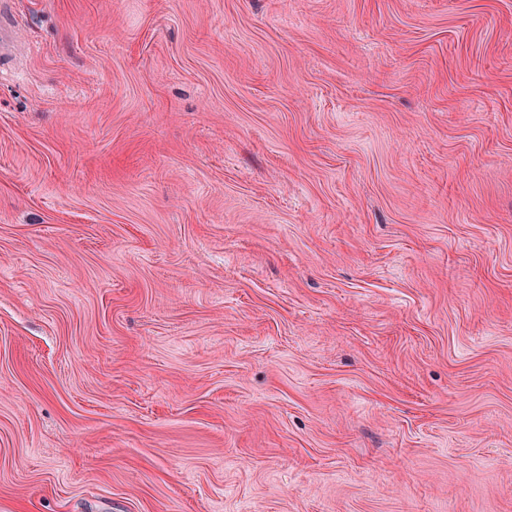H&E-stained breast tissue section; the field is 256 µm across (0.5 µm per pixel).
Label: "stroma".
<instances>
[{"label": "stroma", "instance_id": "obj_1", "mask_svg": "<svg viewBox=\"0 0 512 512\" xmlns=\"http://www.w3.org/2000/svg\"><path fill=\"white\" fill-rule=\"evenodd\" d=\"M0 512H512V0H14Z\"/></svg>", "mask_w": 512, "mask_h": 512}]
</instances>
